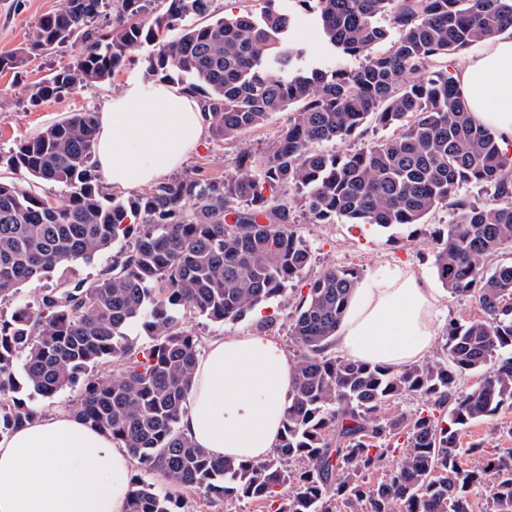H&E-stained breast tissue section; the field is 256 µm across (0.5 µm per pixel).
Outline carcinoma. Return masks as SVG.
I'll return each instance as SVG.
<instances>
[{
  "label": "carcinoma",
  "instance_id": "obj_1",
  "mask_svg": "<svg viewBox=\"0 0 512 512\" xmlns=\"http://www.w3.org/2000/svg\"><path fill=\"white\" fill-rule=\"evenodd\" d=\"M118 2L107 21L109 0H59L29 43L0 56V72L81 44L33 87L38 105L106 80L133 50L157 44L147 78L161 74L193 95L213 140L294 116L273 150L240 151L224 178L194 168L128 199L103 190L94 111L0 152V168L14 174L0 179V436L40 413L22 392L51 398L78 385L74 414L164 482L132 479L127 512H190L182 488L270 512H472V495L486 489L489 512H512V448L460 447L472 423L512 406V262L496 261L512 250V154L472 119L448 71V60L512 30V0H296L316 11L324 41L362 59L355 68L302 66L277 0H261L257 17L207 23L197 19L212 0ZM370 127L398 134L315 149ZM473 186L491 198L473 203ZM295 204L313 224L391 230L453 206L432 240L433 267L482 316L448 324L438 357L400 369L332 354L358 271L330 266L306 278L312 252L293 229ZM108 248L92 284L68 275ZM48 278L55 286L34 304L16 302L20 286ZM294 282L304 291L288 326L294 385L280 447L264 460L215 458L180 428L200 341L179 312L238 321L288 297ZM133 324L148 345L129 340ZM110 363L120 370L100 375ZM473 373L478 381L460 388ZM404 396L422 406L386 415ZM390 454L395 471L367 483ZM463 455L483 463L464 468Z\"/></svg>",
  "mask_w": 512,
  "mask_h": 512
}]
</instances>
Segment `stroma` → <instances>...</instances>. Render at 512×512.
Listing matches in <instances>:
<instances>
[{
  "instance_id": "35a3bbf8",
  "label": "stroma",
  "mask_w": 512,
  "mask_h": 512,
  "mask_svg": "<svg viewBox=\"0 0 512 512\" xmlns=\"http://www.w3.org/2000/svg\"><path fill=\"white\" fill-rule=\"evenodd\" d=\"M56 4L57 0H0V55L29 43L37 21L52 12ZM286 7L297 16L292 37L303 46L307 62L320 66L332 64L333 59L319 35L313 15L297 8L293 0H288ZM76 53V48L63 47L50 54L31 57L21 76L0 73V151H8L16 142L35 137L72 113L100 110L107 100L121 91L127 80L145 78L150 50L143 47L132 51L129 60L103 82L61 99L31 106L29 96L33 84L71 63ZM288 119V113L280 112L264 126L246 132L239 139L223 143L206 140L190 155L186 166L204 168L215 177L224 176L232 169V161L240 150L270 151L278 130ZM450 214V209L440 208L427 215L422 223L398 231L359 224H309L303 220L295 224L294 229L310 246L315 269L331 265L355 268L360 271L362 280L370 281L387 268L407 263L431 277L435 274L431 235L440 225L448 223ZM463 441L512 447V407L470 426Z\"/></svg>"
}]
</instances>
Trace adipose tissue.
Listing matches in <instances>:
<instances>
[{"mask_svg":"<svg viewBox=\"0 0 512 512\" xmlns=\"http://www.w3.org/2000/svg\"><path fill=\"white\" fill-rule=\"evenodd\" d=\"M453 78L473 119L512 144V38L497 36ZM95 160L106 188L165 181L208 137V114L180 88L130 80L97 114ZM446 311L427 279L400 264L361 284L331 341L333 351L396 369L422 362ZM292 361L271 336L211 341L198 357L180 426L218 458L262 460L280 443ZM133 458L65 410L0 437V512H125Z\"/></svg>","mask_w":512,"mask_h":512,"instance_id":"ef3b65f1","label":"adipose tissue"}]
</instances>
